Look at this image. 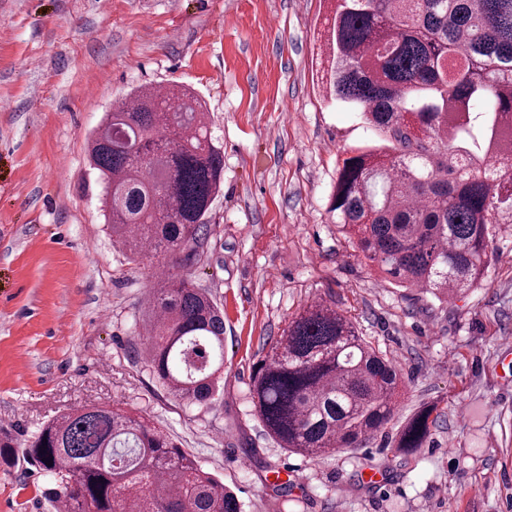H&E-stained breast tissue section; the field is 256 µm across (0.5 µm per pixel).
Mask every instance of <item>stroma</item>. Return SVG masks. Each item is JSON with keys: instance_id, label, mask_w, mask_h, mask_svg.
Instances as JSON below:
<instances>
[{"instance_id": "1", "label": "stroma", "mask_w": 512, "mask_h": 512, "mask_svg": "<svg viewBox=\"0 0 512 512\" xmlns=\"http://www.w3.org/2000/svg\"><path fill=\"white\" fill-rule=\"evenodd\" d=\"M324 0H0V433L70 409L142 412L234 491L243 512H512V224L480 287L442 303L371 273L327 208L340 151L376 134L324 99ZM204 101L224 188L194 283L224 311L214 407L177 400L143 356L156 267L104 224L87 139L140 87ZM315 300L401 368L395 420L365 447L309 458L254 413L258 362ZM436 407L423 448L389 437ZM288 480V493L277 488ZM49 478L0 469V512H55Z\"/></svg>"}]
</instances>
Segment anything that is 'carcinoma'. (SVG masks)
Returning <instances> with one entry per match:
<instances>
[{
  "instance_id": "cac0c4a2",
  "label": "carcinoma",
  "mask_w": 512,
  "mask_h": 512,
  "mask_svg": "<svg viewBox=\"0 0 512 512\" xmlns=\"http://www.w3.org/2000/svg\"><path fill=\"white\" fill-rule=\"evenodd\" d=\"M325 97L358 113L380 144L344 150L329 212L391 283L441 303L477 287L491 225L512 224V0H330ZM484 103L475 113L472 105ZM112 241L159 259L144 325L146 361L188 404L210 405L224 375V315L187 273L208 234L224 150L190 91L134 90L91 135ZM400 372L336 306L293 317L253 374L266 433L308 457L358 448L392 419ZM435 408L392 438L423 446ZM51 477L58 512H241L237 497L164 433L110 405L83 406L0 460ZM53 464H48V461Z\"/></svg>"
}]
</instances>
